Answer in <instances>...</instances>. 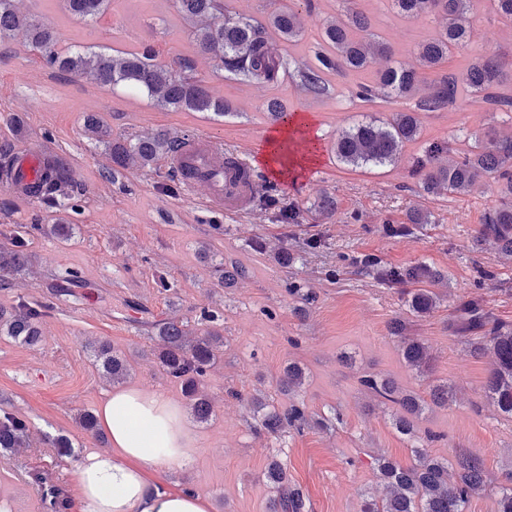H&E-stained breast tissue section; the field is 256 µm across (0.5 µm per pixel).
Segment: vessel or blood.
Here are the masks:
<instances>
[{
    "instance_id": "obj_1",
    "label": "vessel or blood",
    "mask_w": 512,
    "mask_h": 512,
    "mask_svg": "<svg viewBox=\"0 0 512 512\" xmlns=\"http://www.w3.org/2000/svg\"><path fill=\"white\" fill-rule=\"evenodd\" d=\"M46 161L43 147L24 145L14 149L7 178L10 190L23 201H33L31 189L46 175ZM163 162L186 189L204 188L207 205L231 213L249 209L254 195L252 179L227 167L223 149L210 137L194 135L182 139Z\"/></svg>"
}]
</instances>
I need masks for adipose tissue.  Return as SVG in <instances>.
Instances as JSON below:
<instances>
[{"instance_id":"adipose-tissue-1","label":"adipose tissue","mask_w":512,"mask_h":512,"mask_svg":"<svg viewBox=\"0 0 512 512\" xmlns=\"http://www.w3.org/2000/svg\"><path fill=\"white\" fill-rule=\"evenodd\" d=\"M309 116H295L266 134L259 163L283 182H294L316 161L314 154L289 157L292 133L312 137ZM97 416L111 448L92 452L77 467L82 489L80 512H209V501L192 491H172L152 482L149 469L188 460L194 438L179 406L155 392L128 387L109 393Z\"/></svg>"}]
</instances>
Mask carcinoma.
<instances>
[{
	"label": "carcinoma",
	"instance_id": "obj_1",
	"mask_svg": "<svg viewBox=\"0 0 512 512\" xmlns=\"http://www.w3.org/2000/svg\"><path fill=\"white\" fill-rule=\"evenodd\" d=\"M19 0H0V45L7 43L13 31L24 28L32 48L48 65L62 72L74 73L100 86L126 85L146 94L162 108L189 112H213L227 115L231 106L216 95L206 81L192 75L179 74L171 66L157 59L154 51L141 53H107L85 48L60 52L57 32L46 21L37 20L20 11ZM64 8L74 18L92 22L108 9L112 0H63ZM177 11L191 25L192 34L200 49L211 56L217 67L236 79L256 83H276L288 70V61L278 49L277 42L269 39L273 30L279 39L292 43L303 33L302 13L313 10V0H288L261 24L248 17L224 13L220 0H176ZM475 0H391L394 13L404 19L437 13L445 20L442 28L431 38L417 45L421 66L433 69L448 60L452 50L471 38L468 14ZM369 17L361 11H348L343 17L326 20L321 29L322 42L331 53H319L318 64L296 67L300 86L314 97L328 93L327 71L358 72L370 63L371 51L388 55L383 42L370 41L357 36L368 30ZM376 83L388 98L412 97L422 83L420 72L391 62L380 70ZM482 95L485 103L512 112V92L502 88L499 65L486 58L465 67L457 75L440 78L432 91L420 97L417 109L424 112L442 110L457 101L461 90ZM420 135L417 119L410 112H397L388 120L365 118L343 130L332 146L336 161L354 167H384L395 163L404 146ZM181 137L167 131L131 140L109 142L112 163L120 168H146L152 166L167 151L177 148ZM55 177L42 194L44 198H66L69 186L66 170L53 165ZM422 173L423 190L430 195L447 192L463 195L480 178L495 180L501 185V199L488 210L484 223L476 232V243L489 244L498 253L512 256V137L501 139L489 133L461 155L454 154L446 144L429 146L426 159L417 162ZM429 217L419 211L407 216L405 224L387 227L393 236H406ZM355 262L377 280L391 286H412L406 292V304L411 313L423 317L437 306V295L430 286L441 282L444 275L425 265L388 267L377 258L363 255ZM27 271L25 240L14 237L13 249L0 250V273L17 275ZM54 296L67 301L77 296L81 287L74 271L57 275L48 284ZM42 308L24 301L7 312L0 309V335L33 345L38 342L37 322ZM449 327L457 334L468 336L471 354L476 357L492 354L493 366L489 371L485 389L487 398L507 417H512V325L504 324L487 313L481 302L471 299L458 309V315ZM151 328L158 341L155 356L158 366L182 385L188 399L190 413L199 421L208 420L211 403L200 391V382L215 365L224 348V337L216 331L198 334L183 320L167 318L154 321ZM485 331L482 336L479 331ZM405 325L393 320L390 332L399 342V352L405 365L420 374L431 370V354L421 341L404 335ZM95 362L102 375L119 383L128 374L126 360L107 343L95 349ZM303 369L290 364L280 378L281 389L293 394L304 384ZM362 386L375 396L399 405L394 425L410 442L413 463L402 465L385 457L376 459V476L386 488L381 498L368 496L363 512H467L471 498L484 490L486 472L481 459L474 455H459L455 461L454 481L448 480L449 461L432 455L427 444L435 435L420 434L413 418L428 405L446 407L452 401V387L446 382L431 385L429 399L406 391L394 381L370 374L360 379ZM251 402L262 413L258 425L271 435L287 429L301 431L308 424L303 402L294 401L279 410L268 407L265 399L251 397ZM30 428L28 421L6 408L0 410V448L13 450L26 447ZM266 479L278 489L270 502V512H309V503L303 492L288 481L284 464L273 459L265 472ZM36 484L47 496V508L65 512L69 496L56 485L48 484L49 477L32 474Z\"/></svg>",
	"mask_w": 512,
	"mask_h": 512
}]
</instances>
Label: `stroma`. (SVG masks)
<instances>
[{"mask_svg": "<svg viewBox=\"0 0 512 512\" xmlns=\"http://www.w3.org/2000/svg\"><path fill=\"white\" fill-rule=\"evenodd\" d=\"M313 3V11L303 16V37L281 47L294 67L314 63L323 49L325 20L345 10L343 0ZM353 6L369 17L371 33L391 48L393 60L407 66L417 65L418 43L442 23L433 14L400 19L389 0H354ZM21 9L51 22L63 49L150 48L175 69L190 61L232 112L218 117L172 111L137 90L60 73L31 52L21 31L0 45V163L7 151L41 144L66 164L71 179L63 207L46 199L22 201L0 182V234L11 235L19 224L36 227L28 237L29 269L8 276L0 306L26 301L44 308L40 344L0 335V405L30 423L29 447L0 452V512H20L18 488L29 484V472L54 466L71 500L68 512H79L76 465L101 443L78 418L97 412L114 389L94 364L93 345L110 343L126 358L128 385L182 406L181 385L159 368L151 329L137 319L145 310L153 320L176 316L194 325L205 308L217 313L215 327L224 337L221 359L201 382L214 412L207 422L189 423L196 438L191 459L156 473L155 481L202 493L210 512H268L274 489L265 469L277 459L302 489L310 512H361L364 496L380 490L376 458L412 462L406 437L393 425L397 405L381 402L360 383L362 376L378 374L423 397L437 381L455 387V402L425 409L416 426L437 434L429 445L433 455L483 459L491 486L472 498L468 512H496L495 488L512 478V418L485 397L489 358L472 357L467 340L453 333L448 321L461 303L477 299L494 318L512 325V257L474 241L500 187L482 178L466 194L431 196L415 166L436 142L462 153L487 130L511 136L512 112L493 109L466 91L441 112L416 111L411 98L379 94L362 100L358 86L375 85L385 64L381 58L358 73L328 74L331 92L320 99L288 76L275 84L229 79L199 49L175 0H112L111 9L91 23L73 19L62 0H22ZM468 23L473 40L441 67L424 71L425 82L489 57L499 63L505 88L512 89V22L494 15L483 0ZM272 99L312 115L321 147L332 146L341 131L363 118L385 120L399 111L415 112L421 135L386 167L355 169L332 156L320 158L293 188L255 165L257 147L270 128L266 106ZM89 114L104 121L113 139L159 130L213 138L225 154L251 166L258 183L252 208L244 214L211 210L203 190L184 189L159 163L113 173L105 142L85 128ZM325 194L336 199L329 216L316 208ZM274 198L296 209V223L276 220ZM413 210L428 214L429 224L409 237L390 236L387 225L405 222ZM47 224L71 225L72 234L67 239L45 234ZM315 233L326 244L312 251L305 243ZM282 241L294 256L286 266L273 255ZM360 255L393 267L424 262L441 270L445 279L434 287L436 310L424 317L409 313L403 288L382 284L353 265ZM231 263L246 275L228 287L221 282L222 267ZM481 267L493 271L494 280L479 281ZM66 270L97 292V303L64 304L50 294L45 277ZM161 278L167 288L158 286ZM292 283L315 295L300 315L288 294ZM396 319L403 320L407 335L429 347L434 357L429 375L404 365L388 329ZM291 362L305 371L300 397L309 424L299 433L270 435L259 430L250 398L261 393L287 407L291 398L280 391L279 380ZM61 435L72 445L71 457L63 460L47 444Z\"/></svg>", "mask_w": 512, "mask_h": 512, "instance_id": "35a3bbf8", "label": "stroma"}]
</instances>
